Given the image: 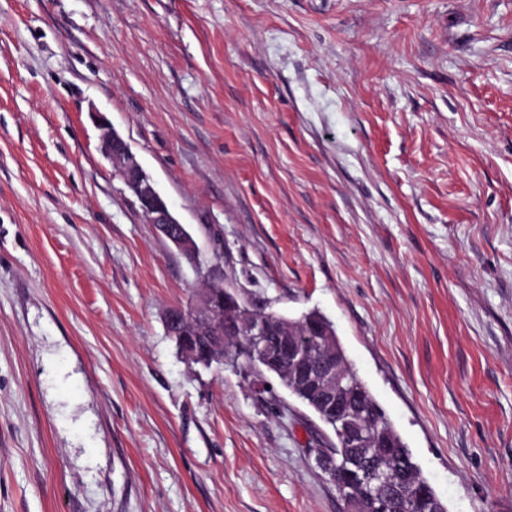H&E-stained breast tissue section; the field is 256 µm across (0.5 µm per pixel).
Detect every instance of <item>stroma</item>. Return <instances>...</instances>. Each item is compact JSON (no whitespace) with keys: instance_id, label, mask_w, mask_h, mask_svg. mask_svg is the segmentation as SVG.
<instances>
[{"instance_id":"1","label":"stroma","mask_w":512,"mask_h":512,"mask_svg":"<svg viewBox=\"0 0 512 512\" xmlns=\"http://www.w3.org/2000/svg\"><path fill=\"white\" fill-rule=\"evenodd\" d=\"M213 264L334 323L448 512H512V0H0V512H345L310 409L178 356ZM96 116L101 131L103 153L135 196L148 223L154 224L158 232L181 254H191L195 259V265H198L195 242L183 234V224L169 209L158 192L154 180L145 172L127 141L112 127V124L102 115L96 114Z\"/></svg>"}]
</instances>
